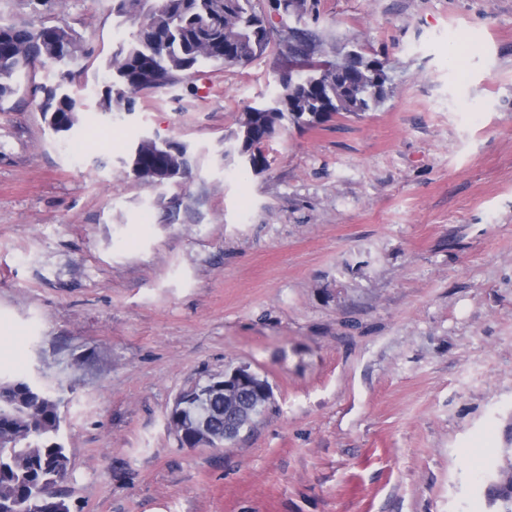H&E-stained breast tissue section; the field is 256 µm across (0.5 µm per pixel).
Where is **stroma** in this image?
Here are the masks:
<instances>
[{
	"mask_svg": "<svg viewBox=\"0 0 512 512\" xmlns=\"http://www.w3.org/2000/svg\"><path fill=\"white\" fill-rule=\"evenodd\" d=\"M96 53L54 133L32 83L0 112V380L63 396L70 512H493L512 448V0H319L308 30L385 60L359 116L285 124L269 166L224 141L273 97L276 50L104 112L130 26L112 0H0ZM179 182L125 167L143 137ZM80 142L79 158L67 151ZM246 364L273 403L220 448L180 445L177 397ZM135 148L138 150V163L154 165L157 163H167L181 157L185 168L187 169L189 166L187 150L182 144L174 142L160 143L152 138H143Z\"/></svg>",
	"mask_w": 512,
	"mask_h": 512,
	"instance_id": "obj_1",
	"label": "stroma"
}]
</instances>
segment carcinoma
Wrapping results in <instances>:
<instances>
[{"label": "carcinoma", "instance_id": "1", "mask_svg": "<svg viewBox=\"0 0 512 512\" xmlns=\"http://www.w3.org/2000/svg\"><path fill=\"white\" fill-rule=\"evenodd\" d=\"M282 29L271 31L254 0H112V14L135 30L105 63L110 77L99 106L104 112L133 111L138 93L174 83L182 73L202 65L247 64L277 46L289 68L271 100L246 107L232 133L244 148V168L262 171L269 162L264 144L285 120L313 127L336 114L359 115L378 106L387 89L375 83L381 61L359 50H343L300 27L318 0H269ZM294 24H287L288 20ZM92 54L83 37L49 18L37 27L0 22V110L16 94L18 78L37 63L66 67ZM59 83L35 87L38 106L56 132H68L78 121L77 100L58 93ZM138 162L167 163L176 158L189 166L186 147L143 138L136 145ZM273 393L253 394L250 429L269 407ZM61 398L24 378L0 382V512H70L58 489L67 478L69 458L60 441ZM172 412L180 445H224V396L211 384L183 392ZM500 486L511 493L490 499L496 512H512V470L499 469Z\"/></svg>", "mask_w": 512, "mask_h": 512}]
</instances>
